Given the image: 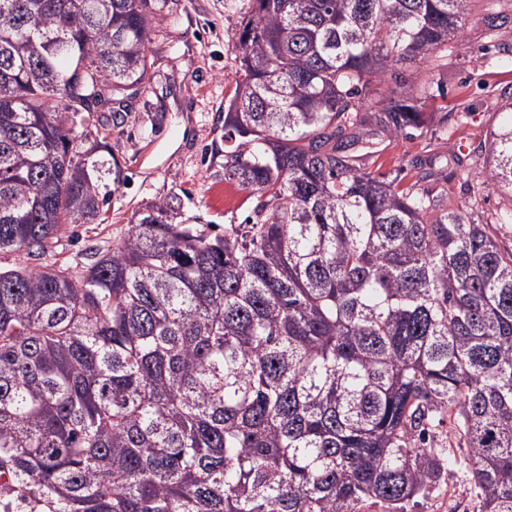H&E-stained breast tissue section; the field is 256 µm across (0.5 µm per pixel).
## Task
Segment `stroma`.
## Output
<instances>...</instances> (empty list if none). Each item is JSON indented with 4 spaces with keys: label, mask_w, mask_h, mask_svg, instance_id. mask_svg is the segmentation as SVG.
Returning <instances> with one entry per match:
<instances>
[{
    "label": "stroma",
    "mask_w": 512,
    "mask_h": 512,
    "mask_svg": "<svg viewBox=\"0 0 512 512\" xmlns=\"http://www.w3.org/2000/svg\"><path fill=\"white\" fill-rule=\"evenodd\" d=\"M251 7V0H166L151 22L148 82L101 112L119 170L108 179L111 196L100 216L66 226L60 246L46 256L1 252V269L62 265L108 248L140 211L161 199L175 207L179 222L207 224L216 234L251 216L255 197L224 178V111L242 53L237 22ZM485 11L483 0H476L463 37L448 44L447 66L393 62L384 75L385 91L425 81L430 95L445 96L447 118L410 139L384 134L366 145L363 156L365 168L387 176L413 158L458 155L441 187L479 224L512 209V199L483 185L477 174L487 134L512 104V25L497 39L486 38ZM431 440L450 450L456 463L409 502L407 512H480L468 450L450 420L435 424Z\"/></svg>",
    "instance_id": "35a3bbf8"
}]
</instances>
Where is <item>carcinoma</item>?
<instances>
[{"label": "carcinoma", "instance_id": "cac0c4a2", "mask_svg": "<svg viewBox=\"0 0 512 512\" xmlns=\"http://www.w3.org/2000/svg\"><path fill=\"white\" fill-rule=\"evenodd\" d=\"M472 0H253L224 180L254 217L211 235L160 200L118 244L0 270V512H405L466 441L481 512H512V249L387 181L356 146L433 120L422 87ZM483 17L509 22L512 0ZM150 0H0V252L95 220L105 125L80 93L146 83ZM483 183L512 195V111Z\"/></svg>", "mask_w": 512, "mask_h": 512}]
</instances>
